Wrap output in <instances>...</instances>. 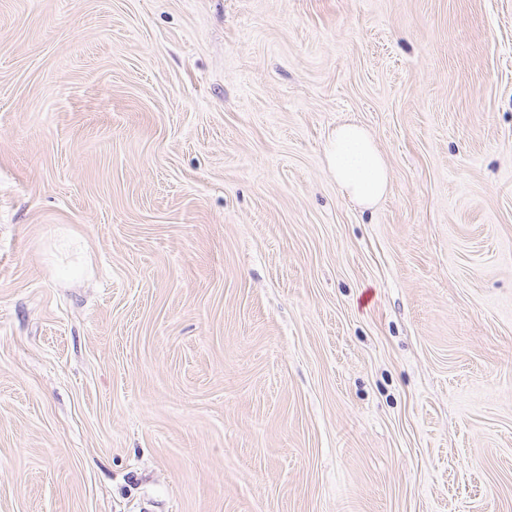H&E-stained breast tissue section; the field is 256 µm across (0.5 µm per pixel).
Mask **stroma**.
<instances>
[{"instance_id": "35a3bbf8", "label": "stroma", "mask_w": 512, "mask_h": 512, "mask_svg": "<svg viewBox=\"0 0 512 512\" xmlns=\"http://www.w3.org/2000/svg\"><path fill=\"white\" fill-rule=\"evenodd\" d=\"M0 512H512V0H0ZM325 157L350 201L371 208L387 194L390 169L374 139L357 122L345 121L336 127L325 146Z\"/></svg>"}]
</instances>
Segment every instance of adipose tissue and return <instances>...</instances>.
<instances>
[{
    "instance_id": "obj_1",
    "label": "adipose tissue",
    "mask_w": 512,
    "mask_h": 512,
    "mask_svg": "<svg viewBox=\"0 0 512 512\" xmlns=\"http://www.w3.org/2000/svg\"><path fill=\"white\" fill-rule=\"evenodd\" d=\"M327 164L342 193L370 208L388 192L391 172L367 130L355 121L338 125L325 146Z\"/></svg>"
}]
</instances>
